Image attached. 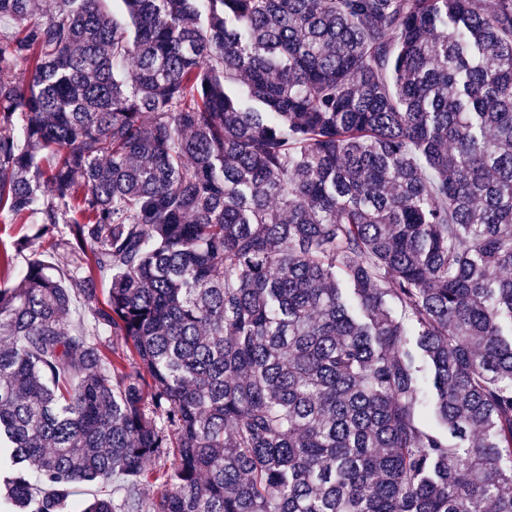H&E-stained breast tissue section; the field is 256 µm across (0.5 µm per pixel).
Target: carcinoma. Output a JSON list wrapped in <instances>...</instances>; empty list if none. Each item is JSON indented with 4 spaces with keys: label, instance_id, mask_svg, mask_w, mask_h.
Segmentation results:
<instances>
[{
    "label": "carcinoma",
    "instance_id": "cac0c4a2",
    "mask_svg": "<svg viewBox=\"0 0 512 512\" xmlns=\"http://www.w3.org/2000/svg\"><path fill=\"white\" fill-rule=\"evenodd\" d=\"M0 26V512H512V0ZM27 231L26 224H11L9 219L0 220V252L13 256V271L3 270L0 274V288L11 287L15 283V274L32 258L28 251H16L15 243ZM122 477L117 475L112 478L106 488H102L99 484H83L74 489L70 495V503L73 512H79L82 503L93 496L111 497L114 502H118L122 495Z\"/></svg>",
    "mask_w": 512,
    "mask_h": 512
}]
</instances>
